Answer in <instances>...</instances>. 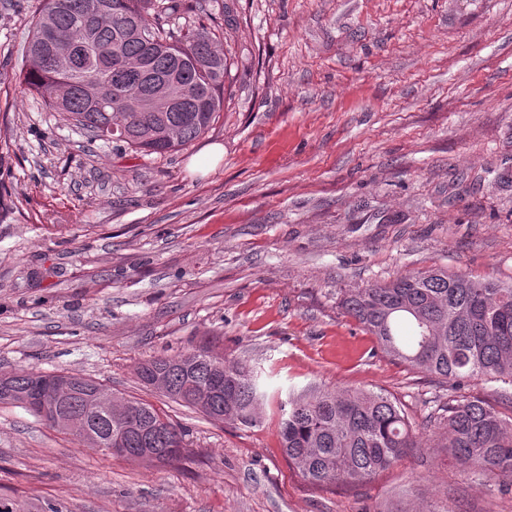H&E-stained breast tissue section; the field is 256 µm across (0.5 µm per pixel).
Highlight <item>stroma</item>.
<instances>
[{
	"label": "stroma",
	"instance_id": "35a3bbf8",
	"mask_svg": "<svg viewBox=\"0 0 512 512\" xmlns=\"http://www.w3.org/2000/svg\"><path fill=\"white\" fill-rule=\"evenodd\" d=\"M232 61L224 109L166 155L90 140L22 85L42 0H0V376L91 377L185 432L171 465L82 447L0 402V498L20 512H512V477L440 446L457 395L512 415V382L383 354L348 290L444 268L512 283V0H191ZM224 147L206 173L188 165ZM211 344L270 376L259 423L146 389L145 360ZM383 389L422 448L352 484L303 480L280 402Z\"/></svg>",
	"mask_w": 512,
	"mask_h": 512
}]
</instances>
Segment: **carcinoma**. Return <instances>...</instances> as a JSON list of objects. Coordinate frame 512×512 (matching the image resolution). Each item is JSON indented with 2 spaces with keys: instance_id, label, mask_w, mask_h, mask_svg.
Returning a JSON list of instances; mask_svg holds the SVG:
<instances>
[{
  "instance_id": "carcinoma-1",
  "label": "carcinoma",
  "mask_w": 512,
  "mask_h": 512,
  "mask_svg": "<svg viewBox=\"0 0 512 512\" xmlns=\"http://www.w3.org/2000/svg\"><path fill=\"white\" fill-rule=\"evenodd\" d=\"M188 10L186 0H43L28 43L26 89L55 112L102 141H120L140 153L177 151L206 133L224 105L229 61L204 26L175 31L166 19ZM100 82L112 107L93 108L84 84ZM163 90L167 112L139 106ZM342 307L374 336L381 350L409 367L460 388L474 378L512 379V283L435 268L409 271L386 283L346 293ZM224 370V389L210 396L202 414L253 427L264 400L259 376L245 362L227 360L208 346L138 367L151 386L165 372V395L197 409L190 396L209 384L215 366ZM50 377L39 370L12 376L19 392ZM140 423L125 431L126 459L139 461L148 448L142 429L153 424L169 431L172 448L163 464L183 457L184 432L151 404L132 400ZM65 411L86 428L80 444L94 449L118 429L80 392ZM444 447L456 464L476 474L512 475V417L490 403L461 396L448 401L443 415ZM281 446L289 463L309 484L320 487L367 479L402 463L418 440L401 406L370 390L311 387L285 403Z\"/></svg>"
}]
</instances>
